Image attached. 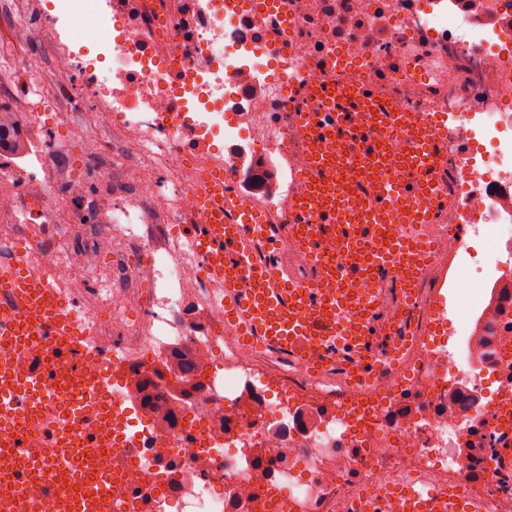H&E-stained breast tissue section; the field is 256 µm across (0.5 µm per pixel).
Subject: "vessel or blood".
Here are the masks:
<instances>
[{
	"instance_id": "obj_1",
	"label": "vessel or blood",
	"mask_w": 512,
	"mask_h": 512,
	"mask_svg": "<svg viewBox=\"0 0 512 512\" xmlns=\"http://www.w3.org/2000/svg\"><path fill=\"white\" fill-rule=\"evenodd\" d=\"M296 113L309 160L301 173L307 193L294 202L288 226L264 223L249 197L229 179H210L198 191L203 219L183 231L201 259L200 273L224 307V333L339 384L373 390L384 374L417 356L422 325L413 298L432 259L425 233L447 210L433 184L448 161V133L407 114L361 77L305 89ZM410 135L409 150L388 161L384 131ZM416 225V234L385 239L390 225ZM310 254L304 275L272 263L285 238ZM24 256L0 263V343L26 361L25 377L0 366V487L20 467L41 473L53 458L21 457L22 414L49 406H81L80 425L61 430L58 454L92 456L113 436L111 416L90 411L106 388L79 375L80 347L71 319L51 287L23 273ZM85 465L64 481L37 482L56 512H118L104 486L79 496ZM356 512H481L463 492L418 483L380 487Z\"/></svg>"
}]
</instances>
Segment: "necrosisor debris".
<instances>
[{
  "label": "necrosis or debris",
  "instance_id": "necrosis-or-debris-1",
  "mask_svg": "<svg viewBox=\"0 0 512 512\" xmlns=\"http://www.w3.org/2000/svg\"><path fill=\"white\" fill-rule=\"evenodd\" d=\"M16 36L50 31L45 75L0 54V79L24 75L35 110L17 147L0 151V260L27 251V276L50 284L74 314L87 355L80 368L112 386L113 425L145 421L127 464L121 443L103 449L113 503L141 497L149 512H351L373 489L421 480L462 490L484 512H512V472L500 451L512 432V326L489 306L486 286L457 280L461 316L442 317L419 362L386 376L378 396L346 391L291 367L261 373L257 350L224 339V310L197 273L182 233L200 215L193 186L212 172L244 182L267 223L288 221L305 186L292 87L339 69L374 82L403 110L449 112L457 219L512 249V0H0ZM100 37L94 63L75 50ZM111 141L73 173L63 154L38 150L46 132L64 147ZM62 173L68 199L53 197ZM188 349L200 393L176 397L167 365ZM150 377L155 406L132 398ZM171 479L156 486L146 462Z\"/></svg>",
  "mask_w": 512,
  "mask_h": 512
}]
</instances>
